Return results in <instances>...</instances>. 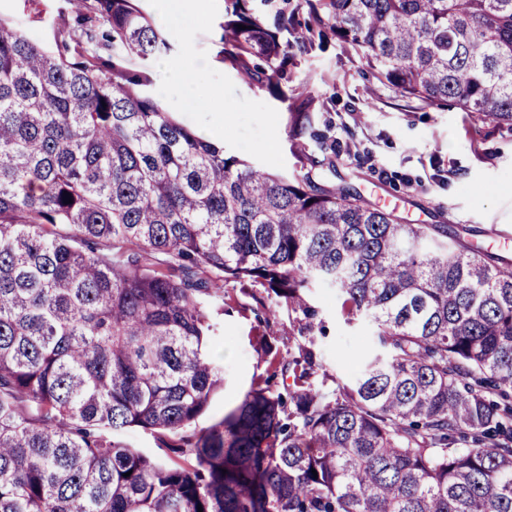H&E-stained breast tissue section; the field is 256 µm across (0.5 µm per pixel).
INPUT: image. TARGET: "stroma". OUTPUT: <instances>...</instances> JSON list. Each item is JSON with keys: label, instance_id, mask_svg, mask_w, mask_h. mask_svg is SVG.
<instances>
[{"label": "stroma", "instance_id": "obj_1", "mask_svg": "<svg viewBox=\"0 0 512 512\" xmlns=\"http://www.w3.org/2000/svg\"><path fill=\"white\" fill-rule=\"evenodd\" d=\"M62 4L0 0V18L50 46ZM223 23L224 0H202L191 16L163 23L172 52L149 66L134 56L127 57L125 65L132 71L150 68V93L180 121L208 133V113L189 110L183 91L169 89L172 74L186 62L183 45L192 41L193 57L200 64L193 91L220 86L231 106L225 150L269 172H292L295 160L286 141L288 103L224 66ZM291 84L309 85L323 101L317 126L336 140L335 154L313 171L316 183L353 188L405 223L429 225L436 238L452 234L500 262L512 263V129H479L469 113L403 97L382 84L330 31L324 50L293 69ZM314 301L325 325L315 338L324 366L330 374L350 379L374 352L372 327L344 322L336 289H316ZM255 306L250 295L239 291L216 317L211 354L224 369V385L212 395L199 427L223 418L255 379L270 375L261 339L283 355L294 346L288 338L287 308H278L263 326L255 319Z\"/></svg>", "mask_w": 512, "mask_h": 512}]
</instances>
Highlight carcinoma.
<instances>
[{
	"instance_id": "carcinoma-1",
	"label": "carcinoma",
	"mask_w": 512,
	"mask_h": 512,
	"mask_svg": "<svg viewBox=\"0 0 512 512\" xmlns=\"http://www.w3.org/2000/svg\"><path fill=\"white\" fill-rule=\"evenodd\" d=\"M304 2L224 0V65L286 100L326 14L403 96L512 126V0ZM66 3L82 40L54 52L0 18V512H512V265L300 174L307 140L336 146L305 88L293 172L227 154L123 66L170 50L138 0ZM321 285L373 326L347 382L315 347ZM236 288L294 314L288 359L262 345L292 383L199 429ZM123 439L132 448L139 449L143 454L150 457H158L160 451L156 447L154 438L142 430L134 429L126 432Z\"/></svg>"
}]
</instances>
